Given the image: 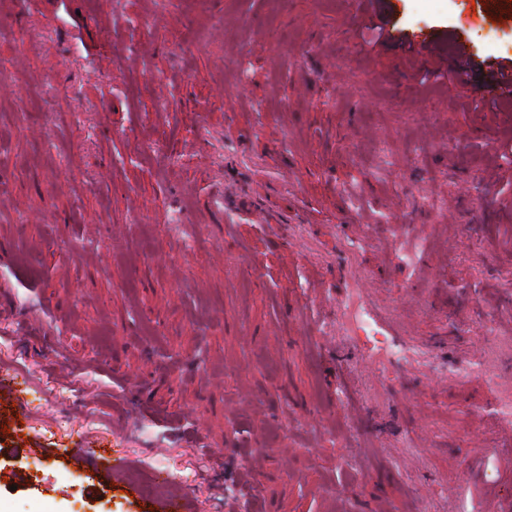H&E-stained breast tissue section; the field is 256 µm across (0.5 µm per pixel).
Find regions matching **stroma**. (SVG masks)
Instances as JSON below:
<instances>
[{
    "label": "stroma",
    "mask_w": 512,
    "mask_h": 512,
    "mask_svg": "<svg viewBox=\"0 0 512 512\" xmlns=\"http://www.w3.org/2000/svg\"><path fill=\"white\" fill-rule=\"evenodd\" d=\"M396 33L466 32L475 61L512 60L498 0H388ZM356 0H0V502L11 512H164L128 482L155 458L192 512H240L251 454L262 512H512L504 428L482 381L415 389L398 433L343 422L320 325L292 310L337 258L372 300L412 321H455L449 359L512 331V112L417 88L440 59L363 50ZM154 47L150 59L137 53ZM273 185L293 250L241 199L224 236V170ZM423 198L454 202L433 212ZM363 222L346 238L344 202ZM399 222L414 267L374 250ZM457 226L449 237V226ZM196 243L186 253L185 241ZM378 409L390 376L353 369ZM426 406V446L403 447ZM286 425L275 435L278 425ZM362 449L351 469L339 459ZM107 452L112 469H86ZM83 463H76V456ZM496 456L501 468L486 465ZM401 460L398 484L392 460ZM469 466L455 496L425 501ZM47 478L30 484L27 473ZM498 486L488 495L487 484Z\"/></svg>",
    "instance_id": "35a3bbf8"
}]
</instances>
